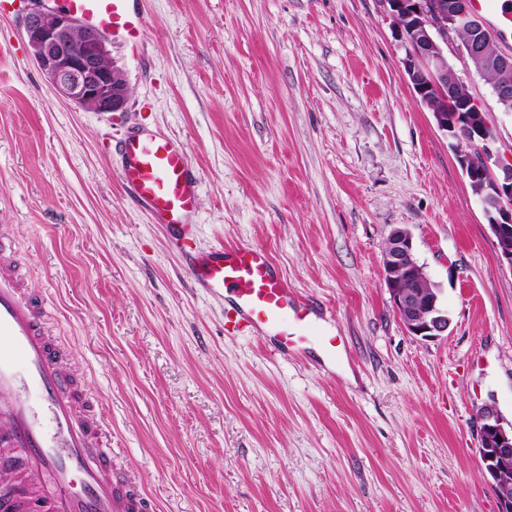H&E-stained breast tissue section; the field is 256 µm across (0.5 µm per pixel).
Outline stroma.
<instances>
[{"instance_id":"1","label":"stroma","mask_w":512,"mask_h":512,"mask_svg":"<svg viewBox=\"0 0 512 512\" xmlns=\"http://www.w3.org/2000/svg\"><path fill=\"white\" fill-rule=\"evenodd\" d=\"M113 40L120 113L60 98L0 10V231L101 398L118 468L152 512H498L479 412L512 423V271L454 142L420 104L380 0H141ZM448 61L512 160V112ZM131 126L183 140L200 177L191 245L265 247L332 312L334 371L224 329L164 227L123 190ZM407 229L449 318L409 333L385 280Z\"/></svg>"}]
</instances>
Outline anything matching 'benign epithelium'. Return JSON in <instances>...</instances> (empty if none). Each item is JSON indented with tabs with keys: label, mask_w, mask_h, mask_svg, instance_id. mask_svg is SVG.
<instances>
[{
	"label": "benign epithelium",
	"mask_w": 512,
	"mask_h": 512,
	"mask_svg": "<svg viewBox=\"0 0 512 512\" xmlns=\"http://www.w3.org/2000/svg\"><path fill=\"white\" fill-rule=\"evenodd\" d=\"M388 17L406 45L404 65L420 103L432 111L439 129L451 133L463 147L457 160L485 215L499 247L500 261L512 270V164L495 159L496 133L478 103L448 64V42L457 31H468L459 51L473 70L488 66L512 68V57L502 54L496 38L471 0H381ZM25 35L33 60L60 97L92 112L123 110L128 87L112 59L110 42L95 27L77 22L65 10L44 7L31 0ZM384 264L390 272L388 287L396 312L408 332L434 337L448 330L449 319L439 296L406 281L428 279L414 255L409 232L395 228L387 239ZM480 454L487 481L499 483L512 467V426L492 405L480 410Z\"/></svg>",
	"instance_id": "benign-epithelium-1"
}]
</instances>
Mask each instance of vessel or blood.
Instances as JSON below:
<instances>
[{
    "label": "vessel or blood",
    "mask_w": 512,
    "mask_h": 512,
    "mask_svg": "<svg viewBox=\"0 0 512 512\" xmlns=\"http://www.w3.org/2000/svg\"><path fill=\"white\" fill-rule=\"evenodd\" d=\"M132 0H63L66 11L104 34L139 46L143 17ZM121 182L174 245L191 235L200 178L184 143L160 131H128L117 147ZM197 287L227 294L230 331H254L274 357L301 356L321 346L323 364H335L336 345L320 331L321 317L277 270L269 252L233 245L187 252ZM70 349L33 297L11 240L0 233V392H33L34 400L0 405V452L21 451L49 483L22 495L0 487V512H151L145 495L114 464L112 434L99 404L68 367Z\"/></svg>",
    "instance_id": "vessel-or-blood-1"
}]
</instances>
